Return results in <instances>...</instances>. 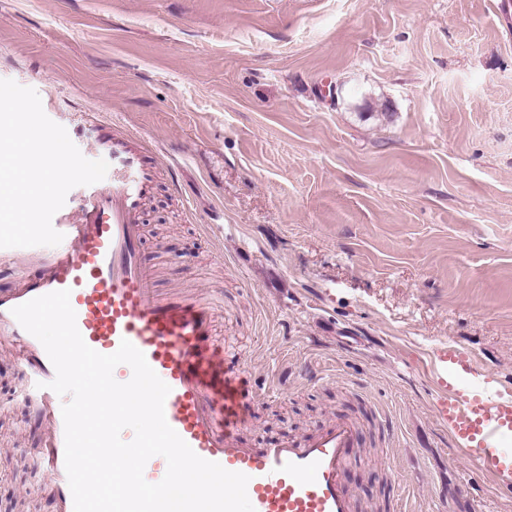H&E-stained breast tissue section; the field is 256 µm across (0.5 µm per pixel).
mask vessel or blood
I'll return each instance as SVG.
<instances>
[{"instance_id": "vessel-or-blood-1", "label": "vessel or blood", "mask_w": 512, "mask_h": 512, "mask_svg": "<svg viewBox=\"0 0 512 512\" xmlns=\"http://www.w3.org/2000/svg\"><path fill=\"white\" fill-rule=\"evenodd\" d=\"M130 141L112 144L115 168L109 185L83 187L77 207L59 210L54 220L63 241L36 246L37 276L20 275L15 288L0 292V340L28 375L27 396L46 423V438L33 462L62 512H74L65 470L63 400L48 389L55 369L43 345L17 322L13 308L59 290L70 293L77 327L92 349L114 353L130 341L170 386L164 412L168 424L201 458L248 476L247 495L255 512H353L343 478L358 430L333 421L318 432L243 446L228 413L236 403L241 368L219 358L211 340V306L163 296L141 259V223L147 191ZM430 364L438 395L434 414L453 431L465 458L496 488L512 496V395L448 380V367L471 362L459 348L443 345Z\"/></svg>"}]
</instances>
